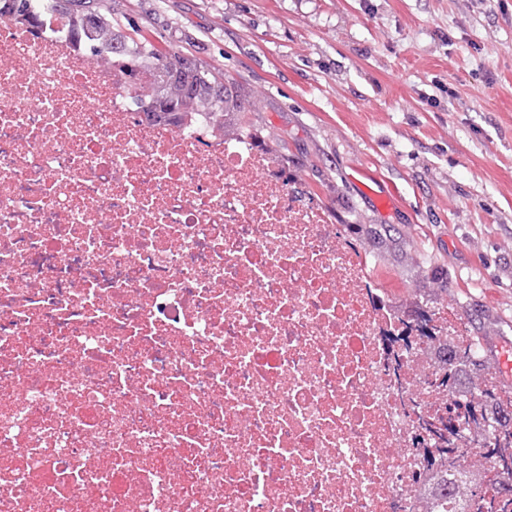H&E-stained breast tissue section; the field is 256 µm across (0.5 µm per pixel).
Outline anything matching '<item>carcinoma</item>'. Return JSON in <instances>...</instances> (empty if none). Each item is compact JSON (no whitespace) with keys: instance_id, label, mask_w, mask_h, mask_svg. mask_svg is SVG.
Wrapping results in <instances>:
<instances>
[{"instance_id":"cac0c4a2","label":"carcinoma","mask_w":512,"mask_h":512,"mask_svg":"<svg viewBox=\"0 0 512 512\" xmlns=\"http://www.w3.org/2000/svg\"><path fill=\"white\" fill-rule=\"evenodd\" d=\"M6 3L3 12L13 15L19 24H30L36 19V0H0ZM67 27L79 31L99 53L111 54L119 48L129 63L141 74L149 76L142 86L148 117L155 124H180L185 119L205 111L224 135L239 130H254L245 122L250 102L241 89L219 80L207 64L182 50L161 52L148 40L136 41L123 28L112 22V8L102 7L98 0H49ZM436 306L421 294H413L412 301L403 309L407 316L416 318L420 331L435 342L430 358L438 370L439 385L448 391V414L455 416L457 426L448 428V418L436 410L424 409L418 413L419 427L435 436V447L440 464L431 472L439 480L449 473H458L468 486L473 512H512V496L504 491L512 489V427L501 424L504 415L502 392L483 386V378L491 370V363L473 351L479 337H471L464 345L434 335L437 326L433 314ZM460 439L481 440L486 458L495 470L490 489L481 493L486 479L477 466L464 464L448 448L447 432Z\"/></svg>"}]
</instances>
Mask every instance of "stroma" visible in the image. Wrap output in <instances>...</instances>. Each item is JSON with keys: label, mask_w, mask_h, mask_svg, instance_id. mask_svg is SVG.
Here are the masks:
<instances>
[{"label": "stroma", "mask_w": 512, "mask_h": 512, "mask_svg": "<svg viewBox=\"0 0 512 512\" xmlns=\"http://www.w3.org/2000/svg\"><path fill=\"white\" fill-rule=\"evenodd\" d=\"M112 15L243 89L336 226L399 229L402 254L371 249L381 288L400 301L423 273L447 281L512 391L497 364L512 343V0H112Z\"/></svg>", "instance_id": "stroma-1"}]
</instances>
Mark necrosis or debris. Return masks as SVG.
Instances as JSON below:
<instances>
[{
  "mask_svg": "<svg viewBox=\"0 0 512 512\" xmlns=\"http://www.w3.org/2000/svg\"><path fill=\"white\" fill-rule=\"evenodd\" d=\"M0 17V512H410L432 341L249 137Z\"/></svg>",
  "mask_w": 512,
  "mask_h": 512,
  "instance_id": "necrosis-or-debris-1",
  "label": "necrosis or debris"
}]
</instances>
